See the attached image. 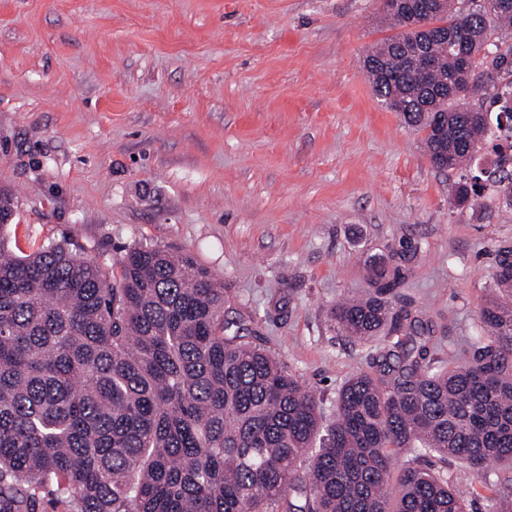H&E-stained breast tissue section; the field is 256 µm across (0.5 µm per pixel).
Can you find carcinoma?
<instances>
[{
  "instance_id": "1",
  "label": "carcinoma",
  "mask_w": 512,
  "mask_h": 512,
  "mask_svg": "<svg viewBox=\"0 0 512 512\" xmlns=\"http://www.w3.org/2000/svg\"><path fill=\"white\" fill-rule=\"evenodd\" d=\"M473 24L471 101L512 134V0H448L440 28ZM453 37L428 38L431 76L384 39L363 58L377 98L403 95L424 132L448 113L450 168L469 170L487 120L457 111ZM380 63L385 71L369 69ZM12 196L0 191V512H473V492L432 457L468 465L512 512V299L481 308L463 363L435 356L423 313L392 306L411 270L369 260L370 288L331 309L352 342L376 339L374 371L349 376L323 424L314 390L225 317L224 287L189 253L131 246L114 260L61 238L18 255ZM494 288L512 293V248ZM413 462L397 467V455Z\"/></svg>"
}]
</instances>
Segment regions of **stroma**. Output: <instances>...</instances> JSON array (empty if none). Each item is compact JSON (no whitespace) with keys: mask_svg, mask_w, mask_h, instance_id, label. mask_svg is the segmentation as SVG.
Wrapping results in <instances>:
<instances>
[{"mask_svg":"<svg viewBox=\"0 0 512 512\" xmlns=\"http://www.w3.org/2000/svg\"><path fill=\"white\" fill-rule=\"evenodd\" d=\"M392 33L379 0H0L18 247L191 253L329 422L371 369L331 308L404 246L400 304L429 318L439 359H462L512 206L457 204L461 172L379 102L361 60Z\"/></svg>","mask_w":512,"mask_h":512,"instance_id":"obj_1","label":"stroma"}]
</instances>
